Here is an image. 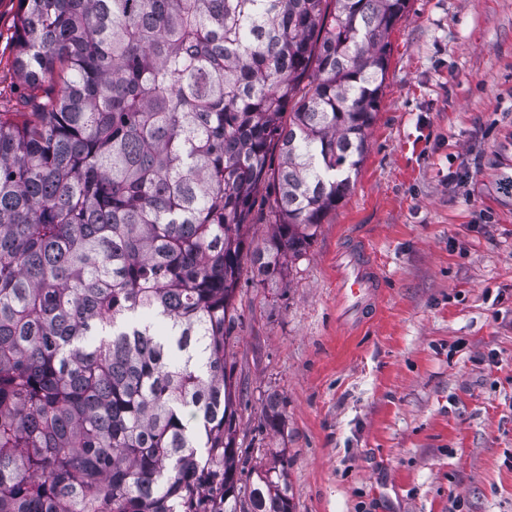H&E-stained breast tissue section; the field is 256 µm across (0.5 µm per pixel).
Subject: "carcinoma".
<instances>
[{
    "instance_id": "carcinoma-1",
    "label": "carcinoma",
    "mask_w": 512,
    "mask_h": 512,
    "mask_svg": "<svg viewBox=\"0 0 512 512\" xmlns=\"http://www.w3.org/2000/svg\"><path fill=\"white\" fill-rule=\"evenodd\" d=\"M19 2L0 512H293L285 452L236 448L235 293L246 263L283 280L350 191L408 0ZM283 418L267 394L262 426ZM275 198V190L273 186H266L260 190L257 195L256 203L254 206V218L257 224H252L250 227L249 238L253 240L254 245L261 244L263 239L267 237L269 224L268 215L270 207Z\"/></svg>"
}]
</instances>
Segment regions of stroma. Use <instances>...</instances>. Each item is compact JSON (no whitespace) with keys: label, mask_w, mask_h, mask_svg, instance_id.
I'll return each mask as SVG.
<instances>
[{"label":"stroma","mask_w":512,"mask_h":512,"mask_svg":"<svg viewBox=\"0 0 512 512\" xmlns=\"http://www.w3.org/2000/svg\"><path fill=\"white\" fill-rule=\"evenodd\" d=\"M18 15L0 0L11 104ZM387 58L350 192L283 282H239L238 442L286 451L294 512H512V0H409ZM356 243L384 280L360 324L336 288ZM283 418V401L276 393L267 394L262 408V426L266 431L280 433Z\"/></svg>","instance_id":"stroma-1"}]
</instances>
